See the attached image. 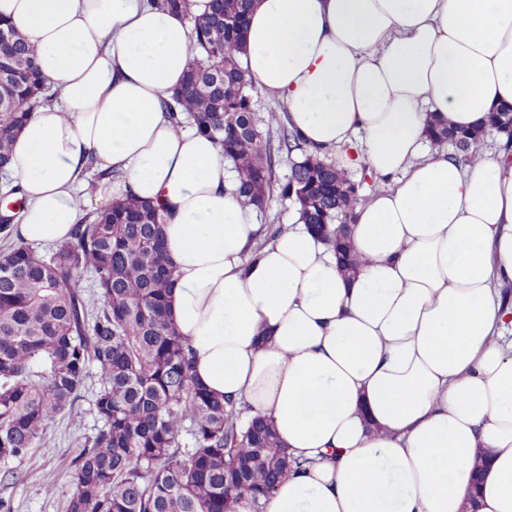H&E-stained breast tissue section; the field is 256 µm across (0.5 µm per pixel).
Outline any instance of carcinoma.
<instances>
[{
    "label": "carcinoma",
    "mask_w": 512,
    "mask_h": 512,
    "mask_svg": "<svg viewBox=\"0 0 512 512\" xmlns=\"http://www.w3.org/2000/svg\"><path fill=\"white\" fill-rule=\"evenodd\" d=\"M251 0H210L194 15L189 0H150L190 16L193 63L184 84L163 101L178 126L212 137L233 165L243 204L266 206L272 154L254 120L250 81L237 54ZM55 92L41 73L38 49L0 21V197L16 211L0 216L9 240L0 252V463L24 459L50 420L75 407L91 366L101 370L94 411L102 426L72 462L66 512H233L260 500L288 476L290 462L260 418L241 424L243 409L210 395L192 374V353L166 313L174 268L162 242L160 207L129 194L76 225L45 255L10 240L25 209L6 166L17 130ZM491 132L512 135V105L490 113L483 129L453 128L444 119L429 138L464 161ZM280 148L301 159L279 184L300 219L355 268L348 224L360 200L348 174L309 151L293 129ZM89 271L94 289L76 285Z\"/></svg>",
    "instance_id": "obj_1"
}]
</instances>
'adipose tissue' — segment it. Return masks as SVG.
I'll use <instances>...</instances> for the list:
<instances>
[{
	"label": "adipose tissue",
	"instance_id": "ef3b65f1",
	"mask_svg": "<svg viewBox=\"0 0 512 512\" xmlns=\"http://www.w3.org/2000/svg\"><path fill=\"white\" fill-rule=\"evenodd\" d=\"M147 0H0L57 103L16 135L18 234L69 240L87 160L160 206L167 315L196 382L274 428L295 460L262 512H512V159L427 153L431 117L483 128L512 104V0H253L241 61L311 151L363 140L378 187L342 268L295 223L264 247L232 164L161 101L193 59L189 14Z\"/></svg>",
	"mask_w": 512,
	"mask_h": 512
}]
</instances>
